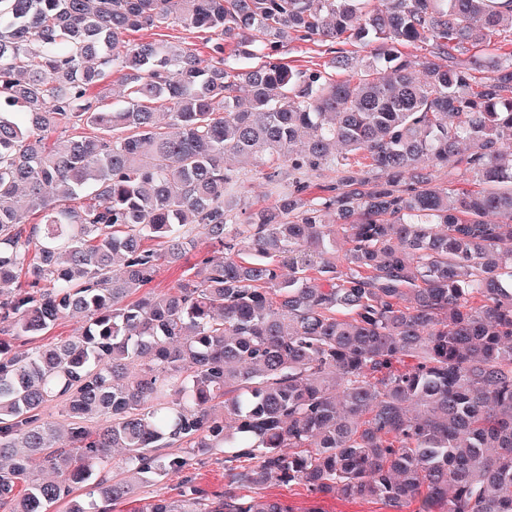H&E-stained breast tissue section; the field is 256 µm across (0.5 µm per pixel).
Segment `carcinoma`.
Segmentation results:
<instances>
[{"mask_svg":"<svg viewBox=\"0 0 512 512\" xmlns=\"http://www.w3.org/2000/svg\"><path fill=\"white\" fill-rule=\"evenodd\" d=\"M378 2L0 0V508L110 512L222 448L224 495L138 512H512V0ZM171 22L208 54L125 40ZM316 38L340 78L280 58ZM232 159L275 164L242 220ZM296 482L307 508L262 493ZM83 323L81 319L64 318L59 320L57 325L45 335L37 336L32 341L27 340L29 337H22L14 339L13 343L17 350L23 351L35 345L77 336L83 330ZM323 507L327 512H388L379 502H347L335 498H328Z\"/></svg>","mask_w":512,"mask_h":512,"instance_id":"carcinoma-1","label":"carcinoma"}]
</instances>
